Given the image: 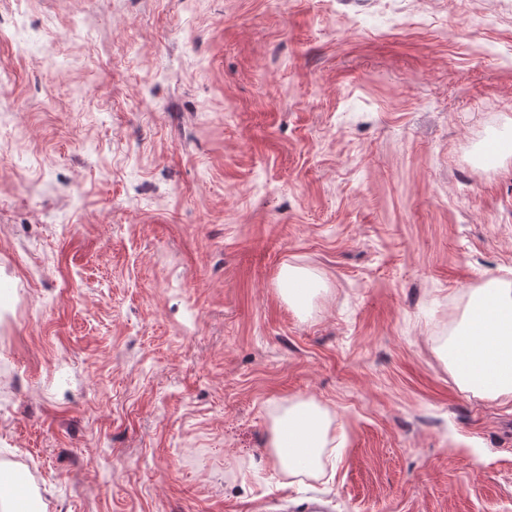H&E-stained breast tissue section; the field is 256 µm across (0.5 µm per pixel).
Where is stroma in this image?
Segmentation results:
<instances>
[{
  "label": "stroma",
  "mask_w": 512,
  "mask_h": 512,
  "mask_svg": "<svg viewBox=\"0 0 512 512\" xmlns=\"http://www.w3.org/2000/svg\"><path fill=\"white\" fill-rule=\"evenodd\" d=\"M14 12L0 460L42 512H512V399L436 353L512 279V0ZM293 398L343 441L313 476L268 453ZM279 283L289 302L299 308L307 307L315 294L326 290L325 284L308 270L294 265L283 267L279 274Z\"/></svg>",
  "instance_id": "stroma-1"
}]
</instances>
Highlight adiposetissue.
Masks as SVG:
<instances>
[{
	"label": "adipose tissue",
	"instance_id": "ef3b65f1",
	"mask_svg": "<svg viewBox=\"0 0 512 512\" xmlns=\"http://www.w3.org/2000/svg\"><path fill=\"white\" fill-rule=\"evenodd\" d=\"M279 283L289 302L307 307L325 285L308 270L284 266ZM462 389L487 398H512V282L497 280L474 289L462 320L438 347ZM332 420L311 399L289 400L270 415L268 446L280 471L316 472L325 449L334 447Z\"/></svg>",
	"mask_w": 512,
	"mask_h": 512
}]
</instances>
